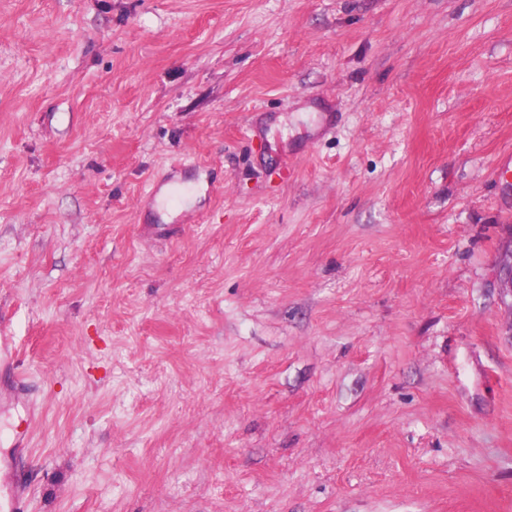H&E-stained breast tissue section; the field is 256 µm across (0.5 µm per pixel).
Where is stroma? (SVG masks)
I'll return each instance as SVG.
<instances>
[{
  "label": "stroma",
  "mask_w": 512,
  "mask_h": 512,
  "mask_svg": "<svg viewBox=\"0 0 512 512\" xmlns=\"http://www.w3.org/2000/svg\"><path fill=\"white\" fill-rule=\"evenodd\" d=\"M507 170L512 0H0V493L512 512ZM503 232V245L496 260V286L503 299L512 300V225H506Z\"/></svg>",
  "instance_id": "stroma-1"
}]
</instances>
